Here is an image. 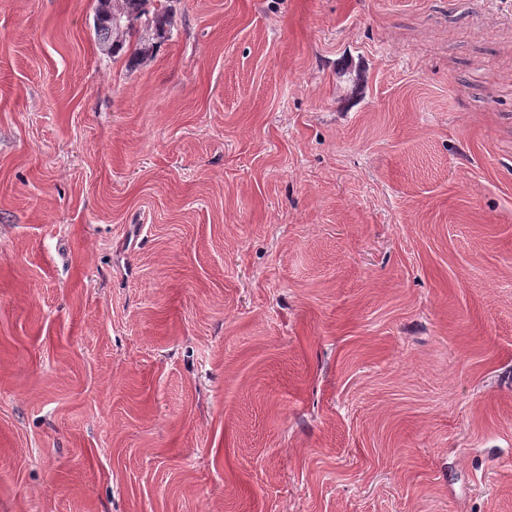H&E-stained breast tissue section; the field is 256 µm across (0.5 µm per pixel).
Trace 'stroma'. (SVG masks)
<instances>
[{
  "mask_svg": "<svg viewBox=\"0 0 512 512\" xmlns=\"http://www.w3.org/2000/svg\"><path fill=\"white\" fill-rule=\"evenodd\" d=\"M0 0V512H512V0ZM111 1L109 13L94 23L99 48L113 56L130 51L136 25L152 34V40L164 39L170 31L172 0H105ZM112 19V20H111Z\"/></svg>",
  "mask_w": 512,
  "mask_h": 512,
  "instance_id": "1",
  "label": "stroma"
}]
</instances>
